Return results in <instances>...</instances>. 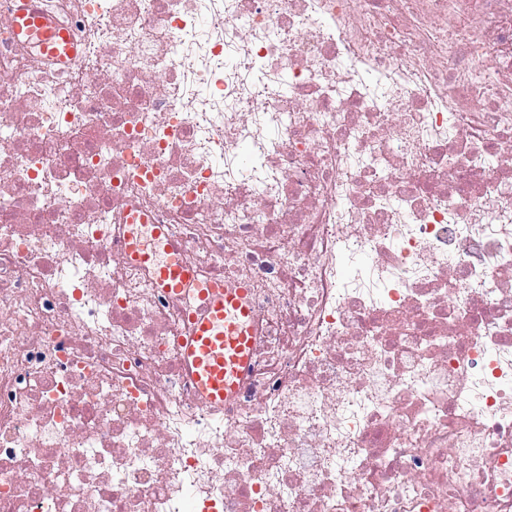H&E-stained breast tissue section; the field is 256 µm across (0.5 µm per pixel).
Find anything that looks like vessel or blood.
I'll list each match as a JSON object with an SVG mask.
<instances>
[{
  "label": "vessel or blood",
  "mask_w": 512,
  "mask_h": 512,
  "mask_svg": "<svg viewBox=\"0 0 512 512\" xmlns=\"http://www.w3.org/2000/svg\"><path fill=\"white\" fill-rule=\"evenodd\" d=\"M15 29L43 55L65 61L72 48L58 31L53 18L39 7V0H21ZM127 252L137 262L149 265L157 285L166 292L197 297L199 314L192 339L184 352V367L198 390L220 405L231 399L247 368L253 345L252 307L243 287L200 285L181 261L179 249L168 244L164 257H156L141 240L130 238Z\"/></svg>",
  "instance_id": "vessel-or-blood-1"
}]
</instances>
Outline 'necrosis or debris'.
<instances>
[{"mask_svg":"<svg viewBox=\"0 0 512 512\" xmlns=\"http://www.w3.org/2000/svg\"><path fill=\"white\" fill-rule=\"evenodd\" d=\"M0 0V512H512V0ZM257 333L214 409L194 303ZM16 34L31 42L43 55L64 62L74 52L64 34L57 30L53 18L39 7V0H21ZM64 43V45H63ZM127 252L149 265L157 285L166 292L200 300L192 339L186 344L184 367L198 390L210 402L222 405L231 399L247 368L253 345L252 307L248 289L216 284L201 286L181 261L174 243L159 259L141 240L132 237Z\"/></svg>","mask_w":512,"mask_h":512,"instance_id":"necrosis-or-debris-1","label":"necrosis or debris"}]
</instances>
